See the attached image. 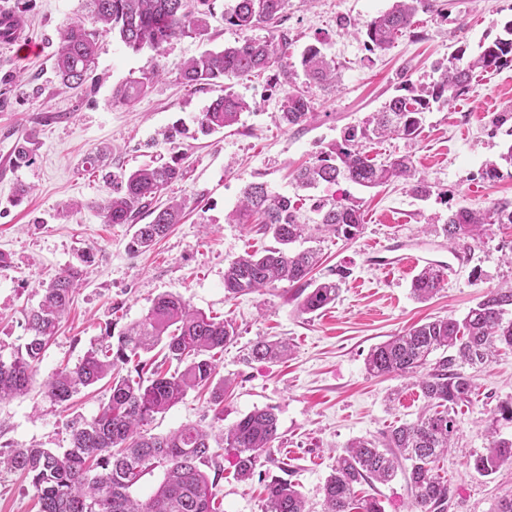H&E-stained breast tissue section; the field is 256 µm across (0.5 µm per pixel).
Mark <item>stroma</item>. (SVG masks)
<instances>
[{
	"instance_id": "stroma-1",
	"label": "stroma",
	"mask_w": 512,
	"mask_h": 512,
	"mask_svg": "<svg viewBox=\"0 0 512 512\" xmlns=\"http://www.w3.org/2000/svg\"><path fill=\"white\" fill-rule=\"evenodd\" d=\"M441 2L442 13L418 12L411 30L380 52L368 50L359 29L392 0H288L281 25L290 42L287 74L274 68L231 80L232 91L249 107L233 126L204 135L197 121L222 89L184 85L179 69L205 50L241 40V32L224 22L232 0H213L208 35L174 39L160 52L135 53L115 35H103L87 82L75 89L61 87L54 55L60 27L86 15V0H0L1 11L26 17L39 51L22 62L15 47L0 45V253L10 258L0 267V344L22 345L23 315L37 305L42 283L78 263L83 250L94 251L31 392L0 402V453L33 445L69 447V421L96 415L109 400V385L99 382L60 405L44 395V384L60 367L78 365L106 331L117 334L140 320L168 292L231 320L238 331L217 364L218 378L230 381L224 426L267 406L278 416L275 460L264 464L261 477L240 480L232 456H224V477L216 488L220 512H262L264 481L279 474L301 492L309 512H322L323 484L345 446L416 419L425 405L419 388L409 379L370 375L366 358L389 336L434 319L462 317L490 288L512 281V224L494 225L488 238L465 250L449 245L441 232L459 206L479 210L512 202V175L492 182L483 177L512 144L505 129L491 123L512 105V66L474 77L452 107L432 105L416 136L366 145L368 157L378 162L411 156L431 187L428 198H417L400 181L363 188L341 179L301 189L292 172L316 161L340 141L345 127L362 124L404 88L432 86L451 53L460 47L477 53L512 19V0ZM314 42L335 59L336 86L308 83L300 54ZM156 69L160 77L133 105L113 101L116 85ZM292 88L310 98L312 123H281L282 99ZM33 131L39 145L32 163L13 164L16 140ZM174 159L186 175L168 193L188 200L186 217L151 250L131 252L132 226L103 223L98 205L111 192L114 175ZM253 182L290 197L305 224L316 221L319 203L360 209L358 236H328L320 244L322 263L314 280L332 277L339 266L350 271L335 304L300 314L296 289L285 281L259 294L227 298L225 266L274 244L249 225L224 221ZM20 185L29 189L21 198L15 194ZM409 255L443 269V286L432 298H414L410 284L417 270L401 264ZM260 338L288 341L290 356L246 361L248 346ZM473 380L471 403L456 409L453 446L438 462V474L456 490L448 512H493L499 499L512 495L511 465L489 476L472 467L474 455L488 444L484 430L497 404L512 398V350L474 370ZM212 416L205 397L192 391L157 415L151 431L206 426ZM0 512H37L29 480L5 468Z\"/></svg>"
}]
</instances>
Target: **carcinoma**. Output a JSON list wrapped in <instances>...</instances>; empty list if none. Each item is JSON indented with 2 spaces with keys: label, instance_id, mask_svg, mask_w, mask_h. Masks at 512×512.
<instances>
[{
  "label": "carcinoma",
  "instance_id": "1",
  "mask_svg": "<svg viewBox=\"0 0 512 512\" xmlns=\"http://www.w3.org/2000/svg\"><path fill=\"white\" fill-rule=\"evenodd\" d=\"M288 0H234L224 13V22L245 33L238 43L222 50H206L183 64L180 78L194 87L217 85L220 81L261 74L278 67L288 74V34L256 40L246 32L260 24L277 26ZM420 11H439L437 0H393L391 7L364 25L371 51H385L414 24ZM211 0H89L86 17L71 20L60 29V48L54 66L61 83L78 88L95 63L98 40L116 35L125 48L157 52L178 36L208 33ZM451 55L442 67L439 81L424 95L392 97L360 127L348 126L341 141L316 162L297 170L295 181L303 189L347 179L372 188L402 180L417 197H426L431 187L416 177L411 158L400 156L376 163L363 151L368 140L394 134L406 137L418 133L422 114L430 102L451 104L469 87L477 71L490 72L512 64V20L504 23L503 34L472 56L466 49ZM300 64L307 80L315 85L336 83V64L322 48L310 44L301 53ZM152 76L130 77L114 91L113 98L131 104L145 91ZM247 103L230 92L212 101L199 120L202 133L210 135L237 123ZM312 118L311 101L299 91H289L281 103L280 119L288 127L300 126ZM36 132L17 141L13 160L29 163L34 155ZM184 170L177 163L146 164L119 177L117 187L100 206L105 224L136 227L128 248L150 250L180 223L185 202L171 200L158 204L160 196ZM314 224H301L295 205L284 195L271 193L266 184L253 182L228 219L238 224H255L263 235H271L277 246L262 253H247L224 269V292L230 298L253 294L275 283L299 285L303 314L315 313L334 303L347 271L336 278L315 282L310 273L319 262L312 247L294 245L313 242L330 234L347 240L362 229L359 209L353 204H323ZM150 222L140 224L143 216ZM494 224H512V205L497 203L486 210L461 206L448 215L442 234L448 244L469 239L478 244ZM71 266L42 286L38 305L24 313L27 333L23 345L5 355L0 352V401L25 394L47 344L55 335L73 301L75 289L84 280L85 264ZM441 270L423 267L412 279L411 290L427 299L441 288ZM232 322L195 310L182 296L162 294L153 301L144 319L132 324L110 344L87 352L73 368L56 371L45 393L65 403L80 389L109 379L111 395L91 419L72 422L71 446L14 448L0 455V468L22 472L31 479L38 512H217L215 488L222 478L215 448H227L235 457L237 476L250 479L256 469L271 459L278 438V416L273 408L255 409L229 429L213 433L223 421L224 381L214 382L215 356L235 341ZM162 346L168 358L182 368L170 373L151 365L142 356ZM502 348L512 349V285L492 288L461 319H436L390 337L373 347L366 359L374 375L409 376L420 388L426 410L414 422L403 423L384 433L382 439H359L336 457L332 473L323 486V512H383L375 498L356 499L355 485L385 483L404 468L411 489L410 512H448L455 490L435 473V464L452 447L456 431L452 412L468 401L472 376L465 367L489 365ZM284 341L259 339L247 350L251 361L269 362L290 354ZM440 357L433 358L435 353ZM127 367L121 374L120 367ZM211 389L213 424L204 428L186 425L167 435L145 429L155 415L180 402L191 390ZM512 422V399L497 405V417L486 429L491 438L488 452L476 456L473 469L487 476L505 462H512V439L499 437L496 423ZM164 477L157 490L144 500L132 498L131 489L157 468ZM214 468L213 474L206 469ZM263 512H307L302 494L285 479L271 478L265 484Z\"/></svg>",
  "mask_w": 512,
  "mask_h": 512
}]
</instances>
